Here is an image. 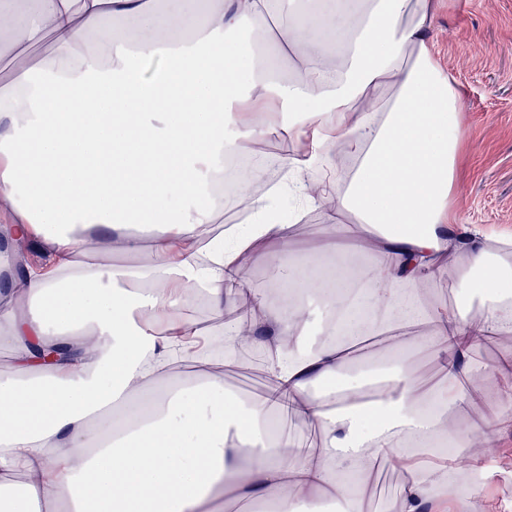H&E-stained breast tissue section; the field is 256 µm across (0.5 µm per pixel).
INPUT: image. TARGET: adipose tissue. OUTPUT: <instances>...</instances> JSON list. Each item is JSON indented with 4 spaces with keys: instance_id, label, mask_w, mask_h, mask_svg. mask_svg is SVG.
<instances>
[{
    "instance_id": "obj_1",
    "label": "adipose tissue",
    "mask_w": 512,
    "mask_h": 512,
    "mask_svg": "<svg viewBox=\"0 0 512 512\" xmlns=\"http://www.w3.org/2000/svg\"><path fill=\"white\" fill-rule=\"evenodd\" d=\"M435 17L436 0L0 6L16 47L0 89L12 103L0 108V343L12 353L0 512H219L223 498L363 512L369 476L394 461L406 482L392 512H435L454 480L470 487L454 512H472L500 472L484 449L512 428V355L474 357L482 338L512 336V236L460 222L463 96L435 59ZM255 32L275 53L235 46ZM46 39L49 53L31 55ZM273 132L301 147L283 160L291 195L365 238L294 251L261 197L232 240L215 232L225 157ZM116 236L138 264L114 263ZM267 240L290 302L262 328L268 295L254 290L253 310L225 324L244 295L240 261ZM34 247L40 261L26 262ZM364 251L355 275L312 271L321 255ZM443 270L458 297L448 309L427 298ZM190 336L267 351L268 393L227 398L220 368L237 358L201 356ZM421 353L441 358L438 378L417 367ZM186 364L198 381L155 396ZM477 391L500 411L460 423ZM280 417L319 427V441L273 429ZM442 447L469 449L467 465L432 461Z\"/></svg>"
}]
</instances>
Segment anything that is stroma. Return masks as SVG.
Instances as JSON below:
<instances>
[{
    "mask_svg": "<svg viewBox=\"0 0 512 512\" xmlns=\"http://www.w3.org/2000/svg\"><path fill=\"white\" fill-rule=\"evenodd\" d=\"M437 57L464 98L463 224L512 232V0H439Z\"/></svg>",
    "mask_w": 512,
    "mask_h": 512,
    "instance_id": "stroma-1",
    "label": "stroma"
}]
</instances>
